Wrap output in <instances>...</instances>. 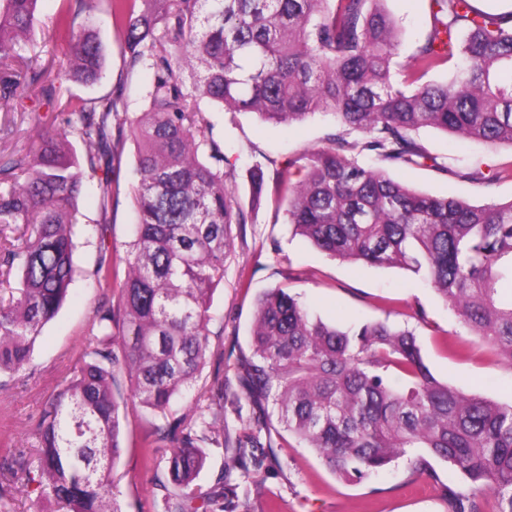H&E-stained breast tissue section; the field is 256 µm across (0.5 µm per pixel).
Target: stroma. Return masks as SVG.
Segmentation results:
<instances>
[{
	"mask_svg": "<svg viewBox=\"0 0 512 512\" xmlns=\"http://www.w3.org/2000/svg\"><path fill=\"white\" fill-rule=\"evenodd\" d=\"M384 7L399 30L402 54H410L428 28V0H386ZM90 21L96 24L104 50V74L91 86L68 83L69 93L93 100L119 90L130 112H142L149 78L143 73H127L120 28L107 14L104 0H99L94 10L81 13L75 26L80 29ZM51 118L44 109L16 112L17 133L11 141L0 142V162L27 147ZM213 119L224 140V170L240 205L249 214L247 224L232 228L233 248L225 263L224 284L215 291L210 310L215 320L224 323L223 336L213 337L212 342L224 348L226 400L244 395L237 360L251 353L256 299L267 289L281 287L331 325L347 328L385 321L414 328L436 378L469 394L512 401L511 365L479 351L458 358L438 344L439 331L466 339L471 333L421 278L397 267H371L330 258L293 233L273 189H266L261 201H254L249 168L264 155L282 166L288 159L320 146L334 128L332 116L317 114L288 129L275 128L250 112L217 113ZM416 139L431 155L448 158L450 172L429 166L394 168L390 171L393 178L415 190L452 195L473 205L512 201L511 180L489 186L465 177L467 168L477 164L511 162L512 146L461 141L432 128L420 130ZM135 153L134 144H126L115 166V193L105 240L94 237L77 242V274L63 308L46 325L35 347L33 371L0 387V438L9 437L13 447H36L35 428L48 398L79 370L85 355L97 345L92 321L97 308L110 296L93 288L90 275L100 243H107L112 254L121 256L132 238L135 215L129 190L135 181ZM420 306L426 319L415 314ZM146 419V414L130 408L123 421V453L112 471L122 512L162 510L153 478L165 469V447L156 443L150 454L142 448ZM273 452L271 468L251 484L248 497L239 499L234 512H447L443 489L460 483L455 469L443 462L434 465L440 477L436 483L416 477L401 463L379 476L349 482L329 472L312 449L291 447L277 438ZM0 491L11 498L13 512H64L55 499L38 498L6 471L0 473Z\"/></svg>",
	"mask_w": 512,
	"mask_h": 512,
	"instance_id": "obj_1",
	"label": "stroma"
}]
</instances>
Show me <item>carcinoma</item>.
Instances as JSON below:
<instances>
[{
  "instance_id": "cac0c4a2",
  "label": "carcinoma",
  "mask_w": 512,
  "mask_h": 512,
  "mask_svg": "<svg viewBox=\"0 0 512 512\" xmlns=\"http://www.w3.org/2000/svg\"><path fill=\"white\" fill-rule=\"evenodd\" d=\"M129 1L107 0L129 71L151 75L145 110L134 117L120 95L87 102L62 92L66 82L101 77L95 34L72 30L73 6L89 11L95 0H63L54 26L69 34L68 52L58 68L38 70L29 56L43 27L38 0H0V139L14 136L9 115L27 102L64 116L63 127L42 131L0 165V376L32 370L37 340L74 282L76 237L103 234L77 224L85 179L120 159L126 141L137 152L134 237L117 263L100 239L93 271L95 288L114 297L95 316L99 346L49 397L35 429L37 466L15 449L25 484L67 512H121L112 467L122 453L117 394L125 379L134 409L162 420L153 429L169 456L165 479L154 484L164 512H224L247 493L230 476L266 468L261 435L271 436L272 412L342 479L401 461L437 483V459L462 480L445 487L448 512H487L491 499L492 512H512V403L439 381L413 330L330 326L280 287L259 296L252 354L238 361L256 408L251 432L225 446L222 491L195 485L203 443L224 421V349L211 343V297L224 284L232 226L248 223L226 185L224 142L201 104L276 126L332 115L322 146L276 170L287 223L336 259L421 276L479 347L512 365V299L500 295L512 283V202L474 206L421 193L361 164L373 155L450 171L414 139L427 127L512 145V10L429 0V30L398 69L400 42L384 0H141L138 11L125 9ZM449 63L446 80L427 79ZM294 165L304 171L296 183L288 177ZM249 177L258 201L262 164ZM467 177L512 180V163L487 174L476 166ZM212 359L210 384L199 389ZM187 398L210 401V416L177 413L173 405Z\"/></svg>"
}]
</instances>
